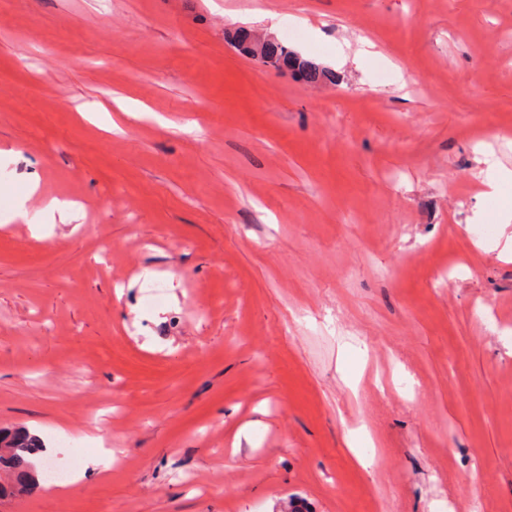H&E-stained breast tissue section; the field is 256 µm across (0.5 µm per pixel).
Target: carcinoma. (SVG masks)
I'll list each match as a JSON object with an SVG mask.
<instances>
[{
	"label": "carcinoma",
	"instance_id": "cac0c4a2",
	"mask_svg": "<svg viewBox=\"0 0 512 512\" xmlns=\"http://www.w3.org/2000/svg\"><path fill=\"white\" fill-rule=\"evenodd\" d=\"M262 65L276 70L297 67L294 52L278 43H269V50ZM41 447L38 438L20 429H0V471L11 473L15 484L0 483V498L15 492H23L38 483V477L30 456Z\"/></svg>",
	"mask_w": 512,
	"mask_h": 512
}]
</instances>
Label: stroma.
<instances>
[{
	"label": "stroma",
	"instance_id": "stroma-1",
	"mask_svg": "<svg viewBox=\"0 0 512 512\" xmlns=\"http://www.w3.org/2000/svg\"><path fill=\"white\" fill-rule=\"evenodd\" d=\"M1 148L0 427L118 462L0 512H512V0H0ZM261 64L276 70L298 67L294 52L278 42H269V50ZM480 162L485 166L479 171L478 177L480 184L487 190L483 195L497 191L503 182L512 181V169L504 167L492 154H485ZM80 210L77 203L66 199L53 198L43 204L38 194V184L30 182L25 190L16 196L11 220L29 224L31 229L38 231L43 225V218H55L57 214L62 222H72L79 219Z\"/></svg>",
	"mask_w": 512,
	"mask_h": 512
}]
</instances>
